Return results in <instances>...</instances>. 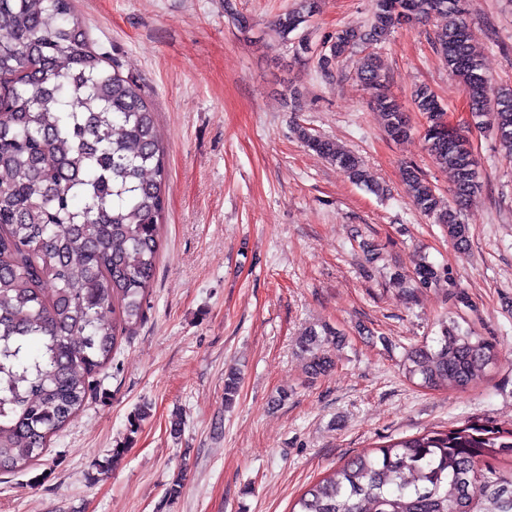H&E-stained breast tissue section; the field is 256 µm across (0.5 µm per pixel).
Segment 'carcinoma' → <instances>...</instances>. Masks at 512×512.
I'll list each match as a JSON object with an SVG mask.
<instances>
[{
    "label": "carcinoma",
    "mask_w": 512,
    "mask_h": 512,
    "mask_svg": "<svg viewBox=\"0 0 512 512\" xmlns=\"http://www.w3.org/2000/svg\"><path fill=\"white\" fill-rule=\"evenodd\" d=\"M316 8V0H297L273 21L276 35L286 42L293 33L295 50L310 52L304 29ZM466 14V0H376L370 26L336 31L317 66L328 75L396 26L440 16L435 51L460 80L474 125L491 128L512 158V85H490ZM356 75L387 136L410 135L380 56L364 53ZM412 102L426 115L427 150L450 174L452 198L444 202L412 163L404 167L407 194L464 254L469 225L461 213L482 188L478 162L430 88L416 87ZM300 136L354 183L380 192L355 154L305 129ZM167 178L155 112L140 86L91 47L72 0H0V474L22 471L43 453L144 320ZM415 282L445 283L470 306L448 266L421 263ZM336 338L326 325L301 336L311 377L332 370ZM498 358L489 338L449 320L432 343L412 347L403 366L423 387L465 390ZM239 384V371L224 373V407ZM506 456L512 429L429 430L356 456L306 490L292 512H512V470L487 464Z\"/></svg>",
    "instance_id": "carcinoma-1"
}]
</instances>
